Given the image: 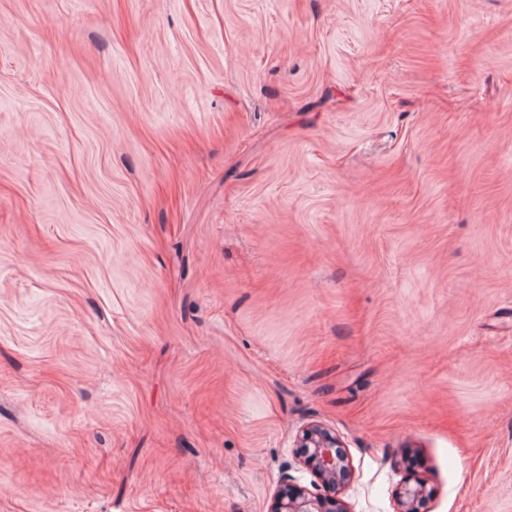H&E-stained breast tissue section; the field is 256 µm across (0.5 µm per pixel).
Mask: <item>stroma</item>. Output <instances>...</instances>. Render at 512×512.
<instances>
[{
    "label": "stroma",
    "instance_id": "35a3bbf8",
    "mask_svg": "<svg viewBox=\"0 0 512 512\" xmlns=\"http://www.w3.org/2000/svg\"><path fill=\"white\" fill-rule=\"evenodd\" d=\"M512 512V0H0V512ZM298 448H310L305 464L310 467L322 487L334 491L349 475L343 458L336 454L340 448L336 436L319 425H311L302 431ZM289 475L282 476V491L272 504L270 512H348L347 506L336 503V497H323L305 488L290 486L296 490L289 493Z\"/></svg>",
    "mask_w": 512,
    "mask_h": 512
}]
</instances>
